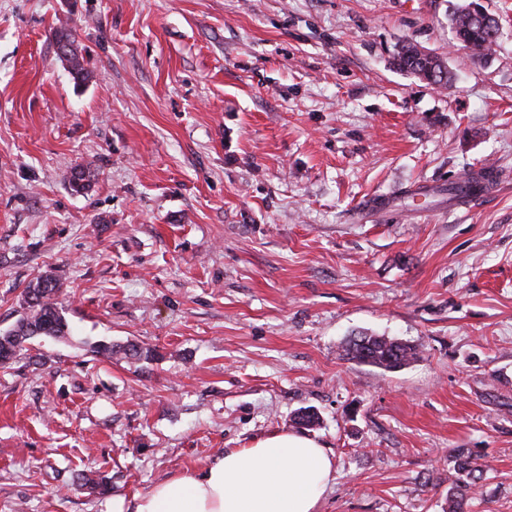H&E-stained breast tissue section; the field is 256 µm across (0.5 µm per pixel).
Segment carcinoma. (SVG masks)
I'll use <instances>...</instances> for the list:
<instances>
[{"mask_svg":"<svg viewBox=\"0 0 512 512\" xmlns=\"http://www.w3.org/2000/svg\"><path fill=\"white\" fill-rule=\"evenodd\" d=\"M451 25L456 43L475 57L488 56L497 42L491 32L499 28L498 20L490 14L472 18L466 3L453 13ZM53 38L56 45L62 46L69 53V68L74 79L84 81L86 68L84 57L78 50L75 30L57 29ZM394 65L397 69L413 74L431 85H448V70L444 62L412 42H405L398 47L394 54ZM68 185L75 193L85 192L90 187V168L83 165L74 168L70 173ZM59 292L58 283L51 278L42 279L26 289L23 300L24 314L11 329L0 333V353L6 352L13 357L34 337L63 338L68 335V323L57 302ZM92 351L108 358L118 355L129 359L142 356L141 348L135 343L118 346L98 341L92 345ZM345 355L357 363L390 371L399 369L415 359L418 348L386 336L361 334L347 342ZM453 458L457 477L448 489V512H465L467 501L487 473V465L479 462L480 456L469 448L456 449Z\"/></svg>","mask_w":512,"mask_h":512,"instance_id":"carcinoma-1","label":"carcinoma"}]
</instances>
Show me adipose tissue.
<instances>
[{
	"label": "adipose tissue",
	"mask_w": 512,
	"mask_h": 512,
	"mask_svg": "<svg viewBox=\"0 0 512 512\" xmlns=\"http://www.w3.org/2000/svg\"><path fill=\"white\" fill-rule=\"evenodd\" d=\"M333 478L321 443L279 433L225 449L201 475L155 483L132 512H317Z\"/></svg>",
	"instance_id": "adipose-tissue-1"
}]
</instances>
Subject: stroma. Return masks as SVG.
I'll return each mask as SVG.
<instances>
[{
  "mask_svg": "<svg viewBox=\"0 0 512 512\" xmlns=\"http://www.w3.org/2000/svg\"><path fill=\"white\" fill-rule=\"evenodd\" d=\"M458 2L0 0V333L46 276L71 330L0 366V512H112L300 431L336 468L319 512H448L456 448L490 467L468 512H512V0L482 59ZM406 41L448 88L394 67ZM361 333L420 354L347 360ZM53 38L57 47L62 45L63 49H66L70 55L69 68L71 70L74 79L77 83L82 82L86 79V68L84 65V57L78 50L76 32L73 29L60 28L55 30ZM94 353L112 358V356L123 355V358H140L143 351L135 343H128L125 346H118L106 341H98L92 345Z\"/></svg>",
  "mask_w": 512,
  "mask_h": 512,
  "instance_id": "obj_1",
  "label": "stroma"
}]
</instances>
